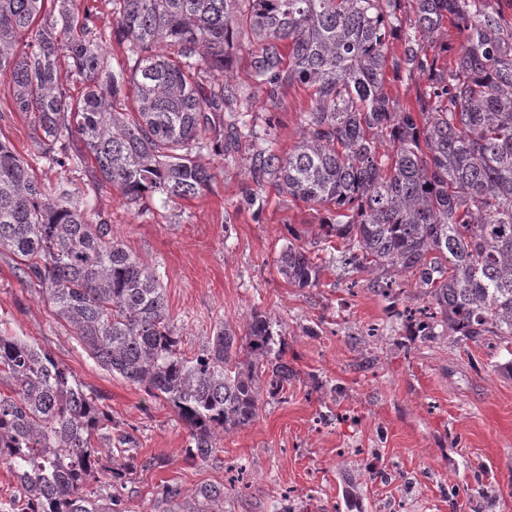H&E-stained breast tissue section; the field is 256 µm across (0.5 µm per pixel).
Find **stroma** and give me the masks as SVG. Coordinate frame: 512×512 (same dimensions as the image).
<instances>
[{
	"label": "stroma",
	"mask_w": 512,
	"mask_h": 512,
	"mask_svg": "<svg viewBox=\"0 0 512 512\" xmlns=\"http://www.w3.org/2000/svg\"><path fill=\"white\" fill-rule=\"evenodd\" d=\"M236 46L232 81L248 98L249 122L262 147L287 153L308 93L294 82L269 105L247 67L248 32ZM0 133L41 180L64 183L90 221L108 220L114 239L155 269L185 357L218 326L244 332L255 311L282 336L287 385L262 395L253 424L193 460L169 405L91 358L21 283L20 259L0 250V332L49 351L133 439L110 461L129 474L127 512H512V377L493 370L505 355L497 338L419 341L405 311L425 296L407 273L397 278L402 294L389 298L367 271L333 268L317 287L288 284L276 264L281 247L293 232L322 243L327 214L244 176L249 141L229 157L197 154L216 175L209 191L138 206L95 185L84 165L50 164L3 77ZM167 486L178 495L163 496Z\"/></svg>",
	"instance_id": "obj_1"
}]
</instances>
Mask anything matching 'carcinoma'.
I'll return each mask as SVG.
<instances>
[{"label":"carcinoma","mask_w":512,"mask_h":512,"mask_svg":"<svg viewBox=\"0 0 512 512\" xmlns=\"http://www.w3.org/2000/svg\"><path fill=\"white\" fill-rule=\"evenodd\" d=\"M110 39L127 45L126 67L109 69L107 40L85 0H0V76L53 165H86L92 181L128 203L195 198L214 174L195 152L238 150L244 133L224 112L238 89L205 84L230 77L235 32H250L254 81L276 105L281 89L312 90L304 132L285 155L258 149L249 173L280 194L327 211L324 237L342 241L320 257L298 237L282 247L279 273L297 288L319 285L336 262L378 274L418 276L434 312L423 340L450 332L512 345V25L492 0H413L401 53L398 0H108ZM464 42L448 66L425 41L443 22ZM176 47L171 59L157 45ZM393 77L426 78L415 109L388 92ZM79 86L72 98L69 86ZM386 144L390 152L381 151ZM20 257V281L37 287L90 356L166 401L189 431L188 455L205 460L217 433L251 425L261 395L276 394L291 369L269 319L254 313L245 334L221 326L188 359L170 324L155 271L92 224L61 183L40 182L0 137V249ZM0 464L17 487L0 512H127L126 475L107 465L106 414L51 354L0 332ZM95 482L104 492L89 497Z\"/></svg>","instance_id":"1"}]
</instances>
